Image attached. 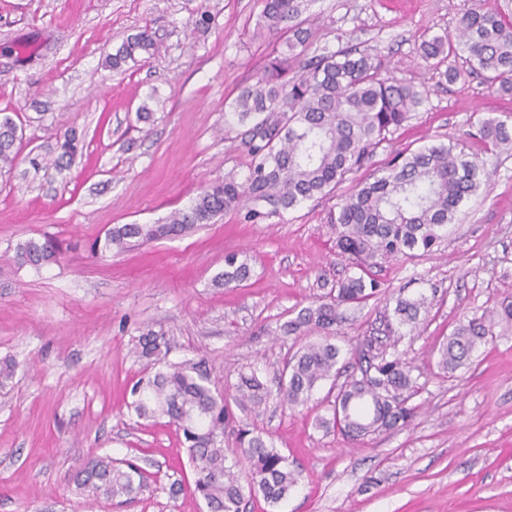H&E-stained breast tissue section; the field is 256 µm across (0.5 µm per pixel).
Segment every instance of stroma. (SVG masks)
<instances>
[{
	"label": "stroma",
	"instance_id": "stroma-1",
	"mask_svg": "<svg viewBox=\"0 0 512 512\" xmlns=\"http://www.w3.org/2000/svg\"><path fill=\"white\" fill-rule=\"evenodd\" d=\"M470 4L310 0L311 46L380 55L387 74L427 93L371 169L512 113V97L480 77L449 83L417 64L421 42L454 32ZM262 10V0H0V117L21 136L13 168L0 172V360L15 365L0 384V512H208L190 491L180 432L127 411L147 372L132 354L139 335L165 331L171 359L201 362L217 391L242 372L271 381L302 343L275 335L277 325L348 274L327 222L333 197L262 224L235 209L170 239L89 250L115 225L156 223L226 174L244 175V128L225 127L224 113L287 52L285 32L259 27ZM144 30L154 53L112 70V54ZM68 135L77 149L60 172L53 161ZM481 158L489 181L437 251L378 273L390 292L436 293L420 332L397 346L415 367L412 425L350 444L314 424L326 412L323 386L296 411L272 402L244 415L301 474L279 504L250 500L244 512H512V330L447 375L432 353L459 318L512 297V156ZM45 236L61 244L59 262L18 267L15 246ZM230 252L248 258L251 277L215 286ZM384 306L349 310L336 345L355 346ZM102 455L144 468L134 500L95 505L76 488L81 464Z\"/></svg>",
	"mask_w": 512,
	"mask_h": 512
}]
</instances>
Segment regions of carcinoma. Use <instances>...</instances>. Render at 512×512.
<instances>
[{"mask_svg":"<svg viewBox=\"0 0 512 512\" xmlns=\"http://www.w3.org/2000/svg\"><path fill=\"white\" fill-rule=\"evenodd\" d=\"M308 0H264L263 26L288 24V54L272 59L255 84L244 88L224 113V125H249L244 145L251 162L243 180L229 175L205 188L189 209L173 212L162 224H122L109 229L91 246L95 254L124 250L215 221L235 207L246 209L245 219L259 224L301 203L333 193L347 176L366 167L376 150L421 108L425 95L413 82L382 76L378 56L356 48L332 50L324 45L304 60L301 71L288 76L290 59L298 46L309 44L311 30L302 17ZM506 7H470L455 32L421 44V58L457 81L477 73L493 90L512 95V0ZM154 49L143 31L126 40L110 58L118 70L139 53ZM512 118L494 113L483 118L468 141L432 143L416 151H398L373 175L359 181L330 212L336 248L354 272L336 282L326 300L301 309L283 322L282 334L317 333L287 356L280 373L277 397L296 410L307 405L322 382L332 380L328 396L330 415L319 416L320 428L339 431L348 440H361L383 430L407 427L418 406L412 366L395 351L400 329L414 331L435 297H394L392 310L379 316V326L351 352L358 370L337 383L340 350L330 339L345 320L347 307L387 296L384 283L372 272L392 261L406 262L434 252L447 227L470 196L487 181L484 162L473 152L512 153ZM12 118L0 120V168L16 158L19 139ZM54 239H29L16 247L15 262L40 269L58 261ZM250 266L238 254L224 256V271L214 277L218 286L238 288L248 280ZM498 327L512 329V301L456 323L438 348L437 365L452 373L473 352L496 335ZM170 339L162 331L142 333L135 348L140 358L154 359L158 368L131 389L128 410L139 418L156 415L182 432L195 478L192 492L209 512H243L245 495L278 504L298 484V474L272 439L238 421L234 409L257 412L272 396L267 381L253 370L239 374L233 393L212 390L207 375L195 363L169 362ZM235 432V447L224 438ZM248 465L247 484L238 466ZM75 483L87 496L107 501L130 498L143 484L137 466L97 457L83 465Z\"/></svg>","mask_w":512,"mask_h":512,"instance_id":"carcinoma-1","label":"carcinoma"}]
</instances>
